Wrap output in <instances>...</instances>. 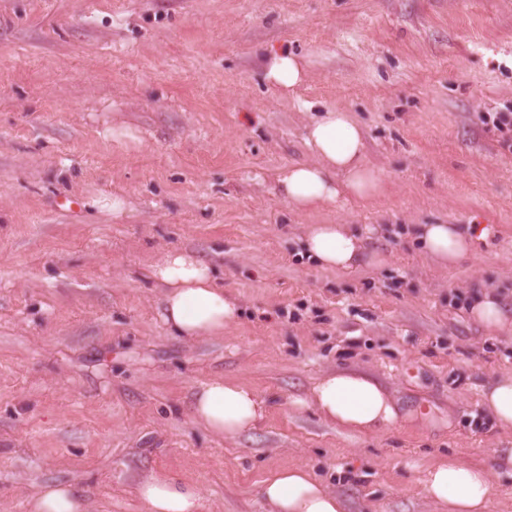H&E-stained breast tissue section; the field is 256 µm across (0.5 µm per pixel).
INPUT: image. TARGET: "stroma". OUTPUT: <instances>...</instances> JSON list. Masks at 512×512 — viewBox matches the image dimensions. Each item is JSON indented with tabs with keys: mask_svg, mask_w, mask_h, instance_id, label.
<instances>
[{
	"mask_svg": "<svg viewBox=\"0 0 512 512\" xmlns=\"http://www.w3.org/2000/svg\"><path fill=\"white\" fill-rule=\"evenodd\" d=\"M279 51L306 61L297 98L263 77ZM328 108L359 121L386 191L299 212L276 178ZM510 112L512 0H0V512L49 482L146 512L134 486L157 470L210 512H268L261 484L291 466L346 512H438L422 481L449 455L493 471L490 512H512L493 454L512 429L480 404L512 334L468 313L485 289L512 313ZM313 224L367 231L386 265L319 268L296 250ZM414 224L491 232L447 266ZM171 249L237 300L223 335L165 326L148 268ZM340 367L426 421L357 436L296 406ZM216 378L269 404L233 440L188 413Z\"/></svg>",
	"mask_w": 512,
	"mask_h": 512,
	"instance_id": "35a3bbf8",
	"label": "stroma"
}]
</instances>
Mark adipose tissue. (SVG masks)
I'll return each instance as SVG.
<instances>
[{
    "label": "adipose tissue",
    "mask_w": 512,
    "mask_h": 512,
    "mask_svg": "<svg viewBox=\"0 0 512 512\" xmlns=\"http://www.w3.org/2000/svg\"><path fill=\"white\" fill-rule=\"evenodd\" d=\"M265 78L282 96L293 97L305 81V64L294 54L272 55ZM306 143L313 161L288 166L278 179L282 197L293 208L307 211L345 197L366 201L382 193L383 178L365 163L363 131L349 112H323L308 127ZM416 232L425 251L451 264L467 256L471 247V229L457 224H421ZM301 247L307 258L329 270L349 271L364 262L383 261L382 255L368 252L364 238L344 224L311 225ZM150 275L165 290L162 318L179 336L223 335L239 315L236 301L218 285L214 269L194 253L170 250L152 266ZM480 403L500 428H511L512 377L481 386ZM306 404L324 422L357 435L380 433L417 419L416 411L404 408L380 379L354 369L324 373L312 386ZM266 412V401L254 390L224 379L199 383L189 403L194 421L227 439L254 428ZM423 491L441 512H488L490 474L482 467L443 460L428 468ZM136 493L147 512L208 509L198 489L165 470L143 478ZM260 494L270 512H344L342 500L300 466L270 474ZM32 509L86 512L80 492L64 484L41 487Z\"/></svg>",
    "instance_id": "1"
}]
</instances>
